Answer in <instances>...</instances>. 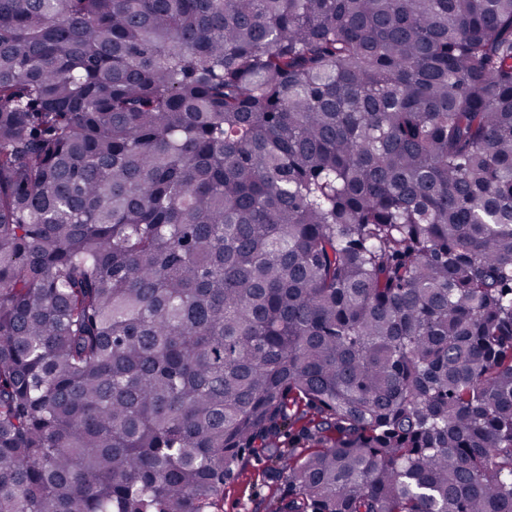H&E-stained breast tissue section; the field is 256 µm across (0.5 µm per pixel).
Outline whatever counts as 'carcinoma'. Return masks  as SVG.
<instances>
[{
  "label": "carcinoma",
  "instance_id": "cac0c4a2",
  "mask_svg": "<svg viewBox=\"0 0 512 512\" xmlns=\"http://www.w3.org/2000/svg\"><path fill=\"white\" fill-rule=\"evenodd\" d=\"M512 512V0H0V512ZM285 493L284 482L265 472V464L254 457L244 463L235 478L224 485L222 512H268V504Z\"/></svg>",
  "mask_w": 512,
  "mask_h": 512
}]
</instances>
